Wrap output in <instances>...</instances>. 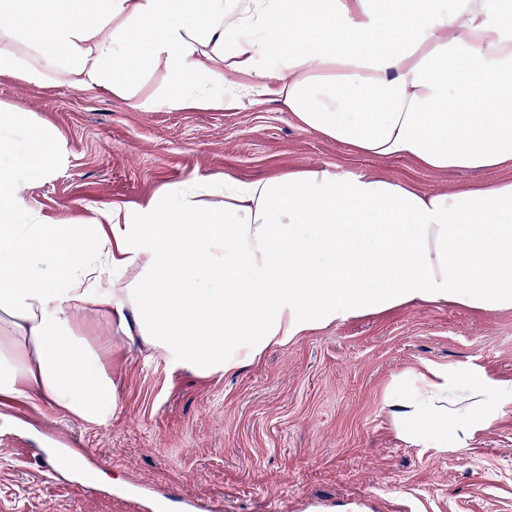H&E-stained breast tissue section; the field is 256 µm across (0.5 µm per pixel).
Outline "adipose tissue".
<instances>
[{
	"mask_svg": "<svg viewBox=\"0 0 512 512\" xmlns=\"http://www.w3.org/2000/svg\"><path fill=\"white\" fill-rule=\"evenodd\" d=\"M4 19L0 75L108 90L140 112L221 108L241 89L364 157L512 163V0H0ZM156 69L166 88L137 96ZM64 157L52 129L0 113L1 401L107 423L118 395L76 330L87 312L211 377L342 318L512 309V180L424 191L318 166L172 184L58 224L23 192ZM384 403L408 445L459 452L512 413V381L425 361Z\"/></svg>",
	"mask_w": 512,
	"mask_h": 512,
	"instance_id": "1",
	"label": "adipose tissue"
}]
</instances>
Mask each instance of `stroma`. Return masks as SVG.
I'll return each mask as SVG.
<instances>
[{
  "mask_svg": "<svg viewBox=\"0 0 512 512\" xmlns=\"http://www.w3.org/2000/svg\"><path fill=\"white\" fill-rule=\"evenodd\" d=\"M0 110L27 113L63 140L64 161L25 190L30 207L61 224L138 205L172 183L288 168L330 166L426 191L512 180L509 164L441 172L359 156L299 128L273 98L140 112L108 93L4 76ZM77 329L111 374L119 407L98 426L45 405L0 404V512H127L143 486V512H186L188 494L222 512H512V414L466 451L431 455L405 444L384 408L394 377L424 360L512 379V310L417 303L341 319L208 378L172 369L105 316ZM74 452L75 473L40 465Z\"/></svg>",
  "mask_w": 512,
  "mask_h": 512,
  "instance_id": "35a3bbf8",
  "label": "stroma"
}]
</instances>
